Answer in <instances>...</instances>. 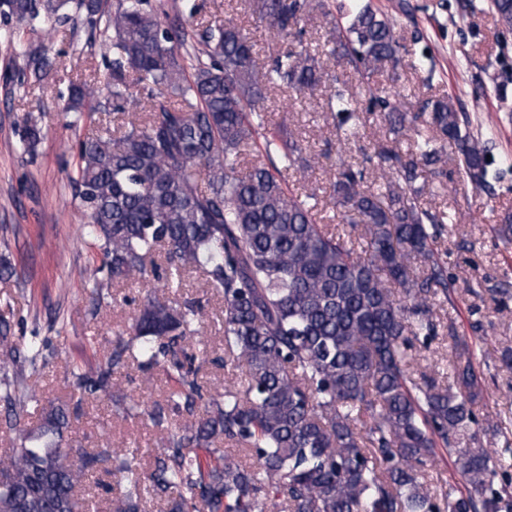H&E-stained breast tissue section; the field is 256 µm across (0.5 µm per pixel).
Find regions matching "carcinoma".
I'll use <instances>...</instances> for the list:
<instances>
[{
  "instance_id": "carcinoma-1",
  "label": "carcinoma",
  "mask_w": 512,
  "mask_h": 512,
  "mask_svg": "<svg viewBox=\"0 0 512 512\" xmlns=\"http://www.w3.org/2000/svg\"><path fill=\"white\" fill-rule=\"evenodd\" d=\"M72 3L112 45L104 90L125 116L119 135L79 142L71 177L88 219L86 243L107 271L92 301L101 305L116 279H146L164 248L167 269L199 271L222 294L224 345L237 377L224 399L210 400L197 422L161 444L147 477L134 466V448L75 458L63 446L69 408L42 409L37 431L0 459L10 472L0 512H75L73 491L100 462L126 482L111 512H137L144 490L168 498L169 512H262L267 497L283 512H512V500L494 488L487 448L457 449L460 494L437 497L428 487L436 448L464 439L484 393L463 349L453 353L447 384L411 376V337L436 335L432 300L448 295L435 247L447 216L420 198L426 176L445 175L450 152L475 188L489 187L488 149L452 96L408 112L374 86L376 73L400 66L396 20L369 0H350L331 20L332 53L357 77L365 111L385 113L394 132L419 121L425 129L410 152L374 148L383 191L363 189V172L350 166L330 184L342 220L362 225L354 241L320 222L315 193L289 190L283 172L303 176L314 163L299 139L265 136L267 162L249 160L269 87L314 94L323 79L316 55L290 47L262 66L232 21L206 26L189 51V33L162 25L151 0H119L108 16L101 0H0V15L35 33L38 23L67 22ZM491 8L512 26V0H492ZM315 12L331 16L325 0H260L262 18L282 40ZM25 56L38 80L52 66L41 45ZM135 85L152 101L147 112L127 111ZM94 95L86 83L70 84V109L80 111ZM327 104L337 131L355 133L361 116L346 84L330 86ZM201 317L193 301L146 298L133 325L139 343L120 340L95 373L73 372L76 403L107 393L112 367L129 352L173 381L169 403L193 411L203 399L194 368L200 352L190 351ZM43 349L33 341L22 356L0 329V387L12 430L21 426L16 407L36 401L18 364L36 366ZM223 440L243 446L252 462L224 455Z\"/></svg>"
}]
</instances>
